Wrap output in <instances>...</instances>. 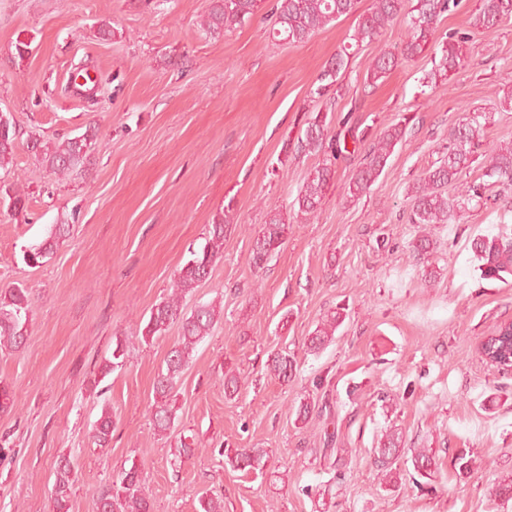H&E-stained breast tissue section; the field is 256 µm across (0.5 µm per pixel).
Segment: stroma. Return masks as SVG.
Wrapping results in <instances>:
<instances>
[{"label":"stroma","mask_w":512,"mask_h":512,"mask_svg":"<svg viewBox=\"0 0 512 512\" xmlns=\"http://www.w3.org/2000/svg\"><path fill=\"white\" fill-rule=\"evenodd\" d=\"M476 4L462 0L438 25L471 35L467 63L447 87L422 91L427 55L364 87L374 55L406 40L400 20L351 57L341 96L317 99L319 73L372 0H357L352 14L297 46L273 39L272 21L259 16L211 37L200 25L209 0H0V113L20 131L12 169L0 177L29 196L19 218L0 199V290L27 288L33 309L24 347L0 350V380L15 395L0 412V448L9 451L0 512H52L62 455L75 473L71 512H92L93 493L111 488L131 459L146 464L152 512H197L207 490L223 496L224 512H512L498 494L512 484V375L488 367L477 349L512 319V281L481 279L469 244L512 224V189L494 188L460 224L432 226V285L420 283L408 247L407 189L438 166L449 127L487 108L486 141H512V109L499 107L512 92V18L474 29ZM103 22L112 39L100 38ZM21 41L29 45L22 57ZM81 65L98 85L93 96L68 87ZM318 110L349 153L318 219L293 225L280 251L253 269L258 228L271 210L290 208L320 161L297 150ZM346 114L349 124L339 125ZM405 115L406 144L349 200L361 159L355 137L378 136ZM89 124L97 128L92 161L65 176L29 149ZM224 213L232 218L224 256L183 302L189 311L221 301L223 316L176 388V431L196 446L176 470L175 442L154 430L149 406L179 327L149 344L136 335ZM64 223L70 234L51 259L26 265L24 249ZM339 305L347 317L334 341L308 353L307 337ZM125 336L122 367L100 376ZM283 350L297 362L286 382L265 368ZM228 371L243 381L230 398ZM305 397L327 407L301 424L293 407ZM105 405L115 429L102 448L92 425ZM391 429L404 440L405 474L416 449H432L428 488L382 484L373 450ZM227 448L267 449L265 471L234 469ZM460 454L470 472L455 467Z\"/></svg>","instance_id":"35a3bbf8"}]
</instances>
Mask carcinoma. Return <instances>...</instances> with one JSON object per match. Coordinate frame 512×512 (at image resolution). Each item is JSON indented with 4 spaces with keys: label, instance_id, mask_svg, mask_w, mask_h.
<instances>
[{
    "label": "carcinoma",
    "instance_id": "1",
    "mask_svg": "<svg viewBox=\"0 0 512 512\" xmlns=\"http://www.w3.org/2000/svg\"><path fill=\"white\" fill-rule=\"evenodd\" d=\"M267 0H211L201 27L211 35L225 34L259 14ZM460 5L459 0H373L370 11L359 21L349 41L339 47L336 54L318 75V85L313 91L317 98L329 93H340L341 73L348 65L353 48L364 41H373L384 30L401 18L408 27V38L401 45L382 50L368 67L364 79L370 87L384 79L395 67L422 55L426 50L441 45V56L423 77V86L432 89L448 84L450 75L464 66L465 44L469 34L450 31L440 41L436 37L438 23ZM356 0H275L271 10L276 15L277 28L273 37L288 45L308 40L317 31L355 11ZM512 17V0H478L474 25L484 29L494 28L503 18ZM328 114L318 111L307 122L304 136L298 140L297 150L323 155L322 163L310 170L295 204L297 211L290 216L281 210L269 213L262 225L250 256V264L262 267L272 254L284 244L290 224L298 219L305 221L317 217L322 201L328 192L336 161L343 156L340 137L328 136ZM490 119L486 111H469L448 130V145L440 164L421 175L408 188L409 223L417 225V235L410 248L420 281L430 283L435 279L432 268L436 253V240L427 231L429 224H458L472 202H480L483 193L499 186H512V141L500 142L493 148L481 150L484 127ZM407 122L400 120L386 126L379 137L369 141L364 148L365 159L348 183L346 195L351 199L361 196L378 179L396 146L406 144ZM96 138L95 128L65 138L54 146L33 143L38 161L57 175L66 174L74 165L90 160V151ZM17 131L13 117L0 113V169L13 163ZM482 160L479 183H470L464 175L472 164ZM10 200V210L23 212L26 197L18 189L0 187V194ZM230 217L222 215L208 225L205 243L191 252V258L174 275L171 292L155 304L138 338L146 342L162 336L172 324H179V339L167 353L165 369L158 373L154 385L152 420L155 429L168 434L176 419L174 390L185 367L188 366L197 345L210 335L221 318L222 309L216 303H205L191 312L183 310V299L205 281L213 264L223 257L224 234ZM70 232V225L55 224L39 243L23 251V261L36 267L57 251ZM470 248L479 261L478 270L484 280L507 281L512 278V227L503 225L493 235H479L470 242ZM345 308L337 307L321 320L309 337L310 351L317 353L330 342L343 324ZM32 305L27 289L19 286L0 290V349H19L28 336ZM129 340L117 339L112 350V360L101 369L109 373L119 366V359L126 353ZM270 373L284 381L292 375L294 359L286 353H276L268 361ZM112 410L103 406L93 425V438L100 447H107L112 440ZM401 439L394 433L385 435L377 449L375 466L383 478L399 475ZM269 455L263 448H237L229 463L246 472H263ZM412 465L418 478L414 487L420 489L422 478L432 477L436 466L435 455L421 448L412 456ZM145 463L131 460L123 468L118 483L93 497V512H151L152 505L145 493ZM75 479L70 461L61 456L57 460L55 479L51 489L53 512H70V498ZM198 512H224L222 495L206 492L199 499Z\"/></svg>",
    "mask_w": 512,
    "mask_h": 512
}]
</instances>
